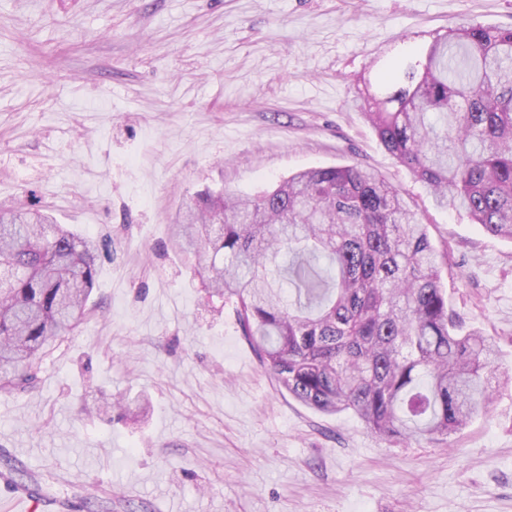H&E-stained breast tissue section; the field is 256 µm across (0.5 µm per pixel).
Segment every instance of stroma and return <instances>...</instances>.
Here are the masks:
<instances>
[{"mask_svg":"<svg viewBox=\"0 0 512 512\" xmlns=\"http://www.w3.org/2000/svg\"><path fill=\"white\" fill-rule=\"evenodd\" d=\"M467 24L512 26V0H0V204L112 240L79 332L0 398V454L72 512H512V242L437 207L363 109ZM353 164L403 193L449 306L497 342L491 407L448 441L296 401L167 247L197 192ZM138 398L142 421L113 407Z\"/></svg>","mask_w":512,"mask_h":512,"instance_id":"obj_1","label":"stroma"}]
</instances>
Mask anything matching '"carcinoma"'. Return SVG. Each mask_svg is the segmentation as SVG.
Instances as JSON below:
<instances>
[{
  "label": "carcinoma",
  "mask_w": 512,
  "mask_h": 512,
  "mask_svg": "<svg viewBox=\"0 0 512 512\" xmlns=\"http://www.w3.org/2000/svg\"><path fill=\"white\" fill-rule=\"evenodd\" d=\"M365 115L438 206L512 241V27L463 26L393 63ZM170 227L303 405L404 444L446 440L488 410L496 344L458 331L427 225L381 175L318 167L253 196L208 189ZM111 252L108 237L0 205L1 397L34 388L50 344L78 331Z\"/></svg>",
  "instance_id": "carcinoma-1"
}]
</instances>
